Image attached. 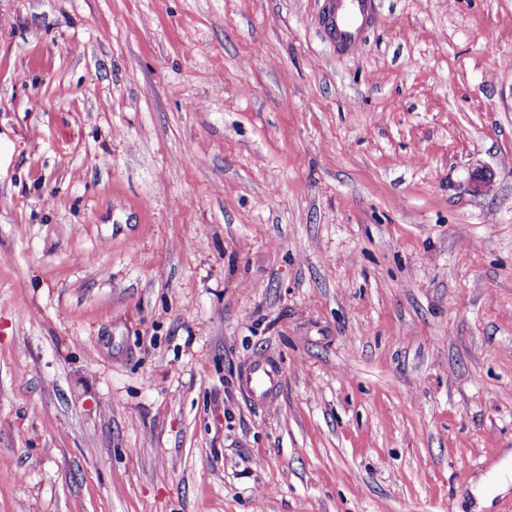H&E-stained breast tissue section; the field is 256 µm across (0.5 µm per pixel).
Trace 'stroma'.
I'll use <instances>...</instances> for the list:
<instances>
[{
  "label": "stroma",
  "mask_w": 512,
  "mask_h": 512,
  "mask_svg": "<svg viewBox=\"0 0 512 512\" xmlns=\"http://www.w3.org/2000/svg\"><path fill=\"white\" fill-rule=\"evenodd\" d=\"M329 7L0 0V512H512V0ZM373 0H336L331 17L330 32L341 50L356 44L363 22L373 17ZM248 383L254 396L259 400H266L276 385L273 371L264 363L254 365Z\"/></svg>",
  "instance_id": "stroma-1"
}]
</instances>
